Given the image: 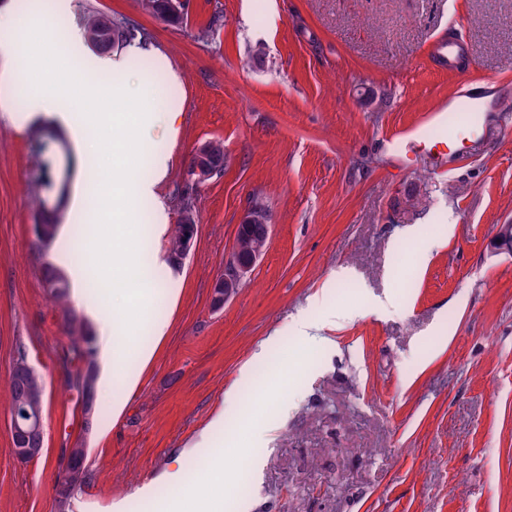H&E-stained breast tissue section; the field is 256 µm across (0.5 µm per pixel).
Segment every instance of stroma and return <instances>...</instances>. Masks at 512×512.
Here are the masks:
<instances>
[{"label": "stroma", "mask_w": 512, "mask_h": 512, "mask_svg": "<svg viewBox=\"0 0 512 512\" xmlns=\"http://www.w3.org/2000/svg\"><path fill=\"white\" fill-rule=\"evenodd\" d=\"M89 4L138 21L152 52H94L79 24ZM47 8L64 21L50 32L55 48L92 82L145 74L163 93L164 128L134 174L155 193L133 199L156 289L137 327L117 330L153 357H126L87 414L65 316L107 298L91 255L95 136L83 150L52 146L67 189L58 237L40 249L32 135L66 128L0 112V512H59L67 448L87 449L90 473L68 512H158L173 479L188 494L205 488L207 460L254 425L262 472L236 463L226 512H512V255L490 248L512 222V134L488 110L464 157L404 158L387 142L410 126L440 137L426 116L469 78L512 81V0H186L173 24L143 0H0L29 18ZM217 14L223 26L197 40ZM452 30L470 46L464 72L429 61ZM254 46L265 61L250 67ZM209 141L223 143L224 170L191 191L189 256L162 265L179 218L172 190ZM256 199L270 215L267 247L214 306ZM72 262L92 286L55 302L42 268L64 274ZM331 312L326 343L296 338L299 315ZM20 348L45 388L44 450L26 463L11 435ZM273 382L274 403L225 409L227 393Z\"/></svg>", "instance_id": "obj_1"}]
</instances>
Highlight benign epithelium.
Instances as JSON below:
<instances>
[{
	"mask_svg": "<svg viewBox=\"0 0 512 512\" xmlns=\"http://www.w3.org/2000/svg\"><path fill=\"white\" fill-rule=\"evenodd\" d=\"M187 176L196 185L203 184L214 176V166L210 162L207 144L203 143L194 149ZM245 229L255 231L248 255L243 257L240 249L234 248L229 266L224 270V275L214 284V288L224 289L226 299L250 274L269 241L271 224L266 212L260 208L259 204L255 203L249 207L240 224L237 225V232L240 233ZM493 248L512 254V224L500 225ZM11 434L13 451L18 460L27 461L40 457L44 449L42 412L25 407L22 413L14 414L11 418Z\"/></svg>",
	"mask_w": 512,
	"mask_h": 512,
	"instance_id": "7a95c632",
	"label": "benign epithelium"
}]
</instances>
